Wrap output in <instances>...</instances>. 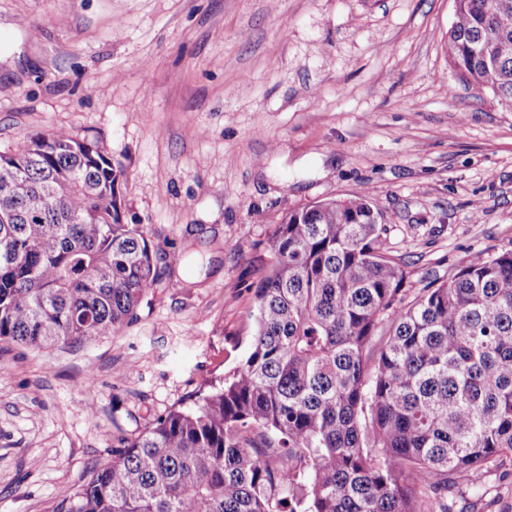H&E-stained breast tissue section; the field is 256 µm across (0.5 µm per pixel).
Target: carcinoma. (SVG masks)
<instances>
[{
	"label": "carcinoma",
	"mask_w": 512,
	"mask_h": 512,
	"mask_svg": "<svg viewBox=\"0 0 512 512\" xmlns=\"http://www.w3.org/2000/svg\"><path fill=\"white\" fill-rule=\"evenodd\" d=\"M454 16L449 66L512 110V0H454ZM123 178L65 130L0 152V341L92 343L133 321L158 272ZM385 231L366 196L290 213L245 359L123 438L70 512H422V493L456 512L454 493H486L512 463V250L407 301Z\"/></svg>",
	"instance_id": "obj_1"
}]
</instances>
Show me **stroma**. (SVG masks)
I'll use <instances>...</instances> for the list:
<instances>
[{
  "instance_id": "obj_1",
  "label": "stroma",
  "mask_w": 512,
  "mask_h": 512,
  "mask_svg": "<svg viewBox=\"0 0 512 512\" xmlns=\"http://www.w3.org/2000/svg\"><path fill=\"white\" fill-rule=\"evenodd\" d=\"M453 21V0H0V150L98 139L159 272L118 335L0 342V512H69L121 438L247 355L289 213L368 195L410 299L512 249V111L449 67Z\"/></svg>"
}]
</instances>
